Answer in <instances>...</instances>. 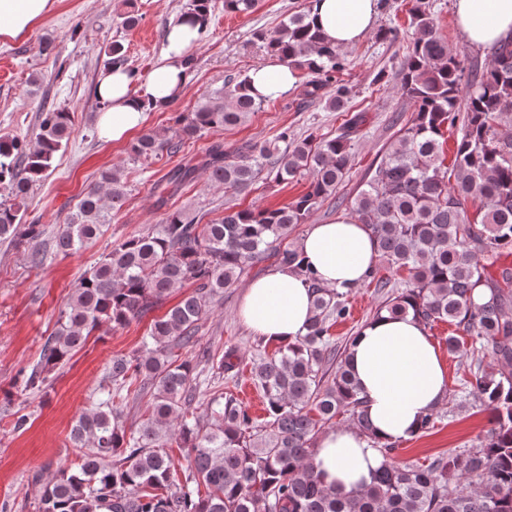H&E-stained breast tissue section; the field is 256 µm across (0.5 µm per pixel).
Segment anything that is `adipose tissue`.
<instances>
[{
    "mask_svg": "<svg viewBox=\"0 0 512 512\" xmlns=\"http://www.w3.org/2000/svg\"><path fill=\"white\" fill-rule=\"evenodd\" d=\"M53 0H0V39L28 33L51 9ZM376 0H316L313 15L336 46L355 45L370 30ZM458 30L469 44L486 47L512 36V0H455ZM193 18L173 24L166 46L146 80L128 70L106 67L97 82L104 105L100 134L125 140L146 119L147 106L160 107L179 98L189 81L183 63L197 37ZM253 93L279 98L292 91L298 72L282 59L271 58L250 73ZM304 273L271 269L249 282L238 314L257 335L285 344L305 332L312 310L306 274L322 286L347 289L360 284L378 259L366 226L348 216L312 224L298 245ZM349 361L365 402L372 437L354 428L328 430L315 441L318 470L326 485L348 494L360 489L383 458L377 443H401L415 437L424 417L443 400L448 376L426 326L413 316L382 317L367 323L349 349Z\"/></svg>",
    "mask_w": 512,
    "mask_h": 512,
    "instance_id": "obj_1",
    "label": "adipose tissue"
}]
</instances>
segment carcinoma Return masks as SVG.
<instances>
[{"mask_svg": "<svg viewBox=\"0 0 512 512\" xmlns=\"http://www.w3.org/2000/svg\"><path fill=\"white\" fill-rule=\"evenodd\" d=\"M257 4L224 0V11L249 14ZM194 13L201 14L203 37L210 0H191L185 14ZM410 24L400 89L413 113L351 207L376 240L380 264L409 273L376 315H411L427 327L445 321L474 339L464 389L487 411V434L467 453L441 454L427 464L397 465L389 460L397 445L382 444L385 461L363 489L348 496L325 486L314 448L320 429L345 413L365 435L371 424L347 367L348 347H338L330 334L334 323L350 316V291L324 288L311 275L306 332L255 368L265 422L256 424L230 394L210 399V413L220 419L215 428L190 411L189 392L200 372L189 359H173L171 350L197 348L200 321L214 296L253 265L273 258L298 269V248L282 243L336 193L365 122L356 112L333 137L310 135L283 148L249 143L230 155L224 142H212L199 163L178 165L157 184L160 205L200 169L226 192H243L262 176L276 184L305 177L307 190L278 208H227L208 224L169 212L149 231L114 243L82 275L40 363L24 377L26 390L45 385L100 326L124 328L185 284L194 291L151 320L138 352L112 358L108 384L70 430L79 462L58 468L42 485L39 512H512V267L506 264L512 256V40L494 47L483 69L469 77L437 33L426 0H413ZM253 39L307 71L311 97L344 107L350 88L340 74L347 59L314 25L311 8ZM265 103L245 74L204 95L192 111L175 112L171 134H142L130 153L136 159L175 154L184 140L237 126ZM41 115L33 149L0 135V189L12 199L0 202V241L41 235L40 225L25 223L26 200L73 129L69 112L47 107ZM457 124L460 136L447 168L444 129ZM125 197L119 170L102 171L57 235V250L78 252ZM475 202L470 215L468 204ZM478 286L487 292L481 305L473 301ZM212 367L236 374L237 351L212 358ZM137 381L153 389L152 401L148 418L129 430L122 404L139 394L130 390ZM173 442L184 460L179 469L164 451Z\"/></svg>", "mask_w": 512, "mask_h": 512, "instance_id": "cac0c4a2", "label": "carcinoma"}]
</instances>
